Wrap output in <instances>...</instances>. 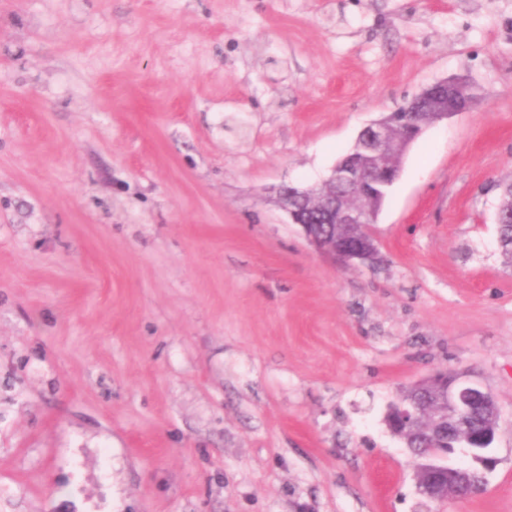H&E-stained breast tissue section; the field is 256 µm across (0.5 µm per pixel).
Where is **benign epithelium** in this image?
Wrapping results in <instances>:
<instances>
[{
    "label": "benign epithelium",
    "mask_w": 512,
    "mask_h": 512,
    "mask_svg": "<svg viewBox=\"0 0 512 512\" xmlns=\"http://www.w3.org/2000/svg\"><path fill=\"white\" fill-rule=\"evenodd\" d=\"M475 85L464 77L436 82L412 97L403 106L365 126L358 134L350 152L331 171L323 184L341 190H356L373 198L383 199L388 188L397 180L385 162L394 150L392 130L399 127L406 143L417 140L432 125L461 112H467L477 101ZM319 192L317 187L285 186L279 191V203L288 213L291 223L297 224L309 243L319 252L342 263L369 262L376 258L377 247L368 231L375 223L377 212L357 205L346 204L342 198L331 196L317 211L309 199ZM330 224H341L347 235L343 243L336 242L326 230ZM436 392V427L448 435L446 448H415L414 454L424 459L416 470L420 495L434 501L463 499L482 491L488 475L495 469L497 458L492 455L499 434V408L490 392L461 372L438 370L428 379L415 385L414 390ZM494 409L479 446L468 449L473 465H448V454L454 444L467 440L466 425L461 415L475 405ZM424 410L403 400L392 406L386 422L390 429L403 423L408 429L420 424Z\"/></svg>",
    "instance_id": "7a95c632"
}]
</instances>
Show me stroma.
<instances>
[{
	"instance_id": "stroma-1",
	"label": "stroma",
	"mask_w": 512,
	"mask_h": 512,
	"mask_svg": "<svg viewBox=\"0 0 512 512\" xmlns=\"http://www.w3.org/2000/svg\"><path fill=\"white\" fill-rule=\"evenodd\" d=\"M411 144L371 263L277 203L381 114ZM512 0H0V512H512ZM497 400L483 492L434 503L389 406Z\"/></svg>"
}]
</instances>
